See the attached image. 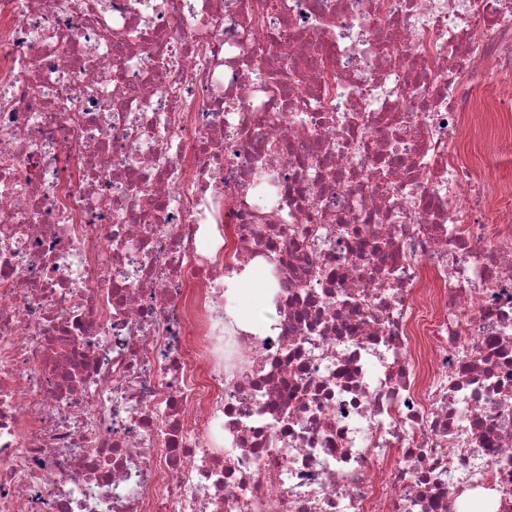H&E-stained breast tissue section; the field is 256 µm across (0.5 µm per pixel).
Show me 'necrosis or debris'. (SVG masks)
I'll return each instance as SVG.
<instances>
[{
	"label": "necrosis or debris",
	"mask_w": 512,
	"mask_h": 512,
	"mask_svg": "<svg viewBox=\"0 0 512 512\" xmlns=\"http://www.w3.org/2000/svg\"><path fill=\"white\" fill-rule=\"evenodd\" d=\"M509 154L512 0H0V512H512ZM241 288L240 307L234 312L238 324L249 330L254 323L272 322L274 312L269 309L262 294L263 276L260 270H253L240 277ZM266 313V316L264 314Z\"/></svg>",
	"instance_id": "4bbe7bcc"
}]
</instances>
